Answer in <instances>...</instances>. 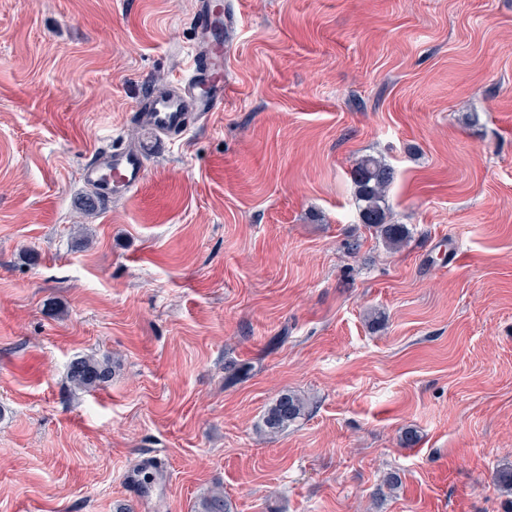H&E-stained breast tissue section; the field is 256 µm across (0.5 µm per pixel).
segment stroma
Listing matches in <instances>:
<instances>
[{
	"label": "stroma",
	"instance_id": "obj_1",
	"mask_svg": "<svg viewBox=\"0 0 512 512\" xmlns=\"http://www.w3.org/2000/svg\"><path fill=\"white\" fill-rule=\"evenodd\" d=\"M224 3L223 111L89 215L195 0H0V512H512V0ZM365 155L400 250L359 219ZM86 355L104 388L70 385ZM359 219L374 228L390 250L400 249L407 241L409 229L388 221L386 197L395 179V170L384 159L366 155L351 170ZM114 367L115 361L111 356H79L69 363L67 377L76 389L90 392L104 387L111 380ZM306 410L303 398L290 392L282 393L263 419L262 431L266 435H276L300 419ZM150 475L149 482L144 481V476ZM126 480L130 485L136 488L142 494H150L158 489L167 480V475L151 459H145L139 469L130 471L126 475ZM194 512H233L231 501L224 496L221 489L210 491L200 497L195 506Z\"/></svg>",
	"mask_w": 512,
	"mask_h": 512
}]
</instances>
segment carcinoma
Instances as JSON below:
<instances>
[{"instance_id":"obj_1","label":"carcinoma","mask_w":512,"mask_h":512,"mask_svg":"<svg viewBox=\"0 0 512 512\" xmlns=\"http://www.w3.org/2000/svg\"><path fill=\"white\" fill-rule=\"evenodd\" d=\"M361 223L375 229L390 250L401 248L409 229L405 224H393L387 219L386 197L395 179V170L384 159L366 155L357 160L351 170ZM115 361L79 356L71 360L67 377L78 390L90 392L105 386L112 378ZM306 410L303 398L290 392L279 395L263 419V432L276 435L300 419ZM195 512H233L231 501L221 489L213 490L197 501Z\"/></svg>"}]
</instances>
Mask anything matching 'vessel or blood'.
Returning <instances> with one entry per match:
<instances>
[{"instance_id":"vessel-or-blood-1","label":"vessel or blood","mask_w":512,"mask_h":512,"mask_svg":"<svg viewBox=\"0 0 512 512\" xmlns=\"http://www.w3.org/2000/svg\"><path fill=\"white\" fill-rule=\"evenodd\" d=\"M192 27L199 51L190 61L186 78L170 90H147L137 114L161 144L206 120L224 103V37L233 31V15L217 0H196ZM146 170V150L101 149L85 166L83 179L100 198L109 199L137 189ZM126 479L140 493L148 494L162 486L167 476L147 459Z\"/></svg>"}]
</instances>
